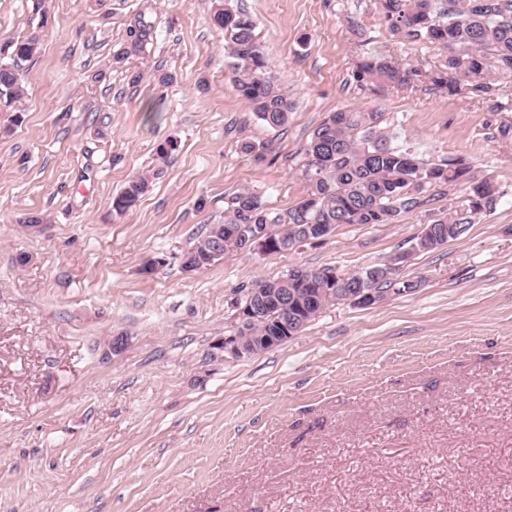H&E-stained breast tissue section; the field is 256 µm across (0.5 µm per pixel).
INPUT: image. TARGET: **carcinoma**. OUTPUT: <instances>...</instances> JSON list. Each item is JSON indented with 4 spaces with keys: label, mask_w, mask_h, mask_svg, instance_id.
Returning <instances> with one entry per match:
<instances>
[{
    "label": "carcinoma",
    "mask_w": 512,
    "mask_h": 512,
    "mask_svg": "<svg viewBox=\"0 0 512 512\" xmlns=\"http://www.w3.org/2000/svg\"><path fill=\"white\" fill-rule=\"evenodd\" d=\"M379 10L390 29L415 43L437 48L443 59L430 76L431 82L455 92L468 87L486 93L493 85L512 77V0H378ZM212 21L224 32V47L235 59L236 68L247 74L238 91L255 116L266 126H285L293 110L288 92L263 72V55L255 39V24L250 15L233 0H216ZM153 26L137 16L129 29L131 45L142 46L152 37ZM39 38L31 35L12 43L13 60H29L39 51ZM361 72L385 83L406 85L412 72L382 57H371ZM23 95L14 64L0 63V110ZM382 113L337 110L329 113L314 129L305 147L306 195L286 215L273 212L261 197L245 189L226 202L224 218L207 226L193 246L183 254L182 266L196 271L212 265L213 229L224 232V251L244 248L233 238L234 232L255 225L252 233L267 231L276 244L293 247L299 241L303 224H388L402 212L424 204L423 193L444 184L452 186L468 179L470 167L461 158L427 165L408 148L392 145V135L381 127ZM149 178H130L123 191L112 199V208L122 213L149 188ZM497 188L489 180L469 185L467 196L433 221L432 233L417 236L420 252L432 251L454 239L453 228L467 232L478 215L493 208ZM383 266L374 271L371 287L415 288L410 280L385 281ZM331 287L325 269L296 267L280 278L255 281L254 288H288V311L308 315L312 321L328 305L324 290ZM280 309L271 305L262 321L239 323L236 334L250 336L267 322L279 317Z\"/></svg>",
    "instance_id": "1"
}]
</instances>
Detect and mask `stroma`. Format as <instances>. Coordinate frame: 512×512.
Wrapping results in <instances>:
<instances>
[{"label": "stroma", "instance_id": "stroma-1", "mask_svg": "<svg viewBox=\"0 0 512 512\" xmlns=\"http://www.w3.org/2000/svg\"><path fill=\"white\" fill-rule=\"evenodd\" d=\"M236 2L294 104L275 130L237 91L214 0H0V48L40 37L0 112V512H512V81L432 86L437 49L376 0ZM141 12L153 36L133 50ZM377 54L410 83L363 74ZM339 109L381 112L425 163L464 158L495 207L410 254L414 291L329 306L258 355L217 350L253 281L384 263L463 200L438 186L391 223L184 271L232 195L302 199L304 147ZM135 175L150 189L116 213Z\"/></svg>", "mask_w": 512, "mask_h": 512}]
</instances>
